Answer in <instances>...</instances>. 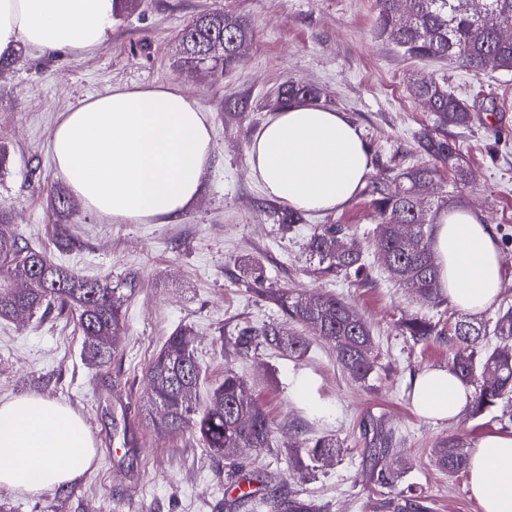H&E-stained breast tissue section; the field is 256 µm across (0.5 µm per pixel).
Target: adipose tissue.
<instances>
[{
  "instance_id": "obj_1",
  "label": "adipose tissue",
  "mask_w": 512,
  "mask_h": 512,
  "mask_svg": "<svg viewBox=\"0 0 512 512\" xmlns=\"http://www.w3.org/2000/svg\"><path fill=\"white\" fill-rule=\"evenodd\" d=\"M114 10V0H0V56L22 45L74 55L101 48ZM51 149L90 212L123 224H170L199 195L214 144L205 113L181 88L117 86L64 112ZM247 163L268 195L321 213L345 206L373 172L346 113L301 101L268 117ZM433 249L440 287L458 308L479 314L495 303L505 270L492 225L466 209L443 212ZM468 401L450 369H426L413 382L412 404L425 419L453 420ZM94 458L91 433L69 406L38 394L0 403V490L33 496L71 486ZM468 486L481 512H512V433L473 444Z\"/></svg>"
}]
</instances>
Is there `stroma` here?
<instances>
[{"mask_svg":"<svg viewBox=\"0 0 512 512\" xmlns=\"http://www.w3.org/2000/svg\"><path fill=\"white\" fill-rule=\"evenodd\" d=\"M216 11L246 20L253 30L227 74L185 63L179 46L189 22ZM376 19V0H142L136 10L116 15L101 49L75 57L23 46L0 62V144L8 152L0 170V227L84 277L137 279L105 366L85 358L71 312L55 308L0 320V400L37 393L64 403L84 418L96 448L93 465L66 489L37 498L1 495L11 512H229L236 494L223 461L198 439L163 437L155 428L159 413L147 371L184 326L194 329L205 370L198 403L207 402L230 366L245 376L248 397L275 421L279 440L329 433L346 448L305 483L289 475L284 457L269 453L245 452L246 469L286 475L289 487L304 488L328 512H393L363 459L360 426L373 418L397 438L407 466L403 482L425 496L428 512H481L466 474L449 475L430 451L449 437L470 443L512 433V395L476 419L420 417L411 404L410 375L447 366L448 346L414 342L400 329L409 315L455 321L459 308L423 302L377 264L365 280L317 274L304 243L314 225L344 224L351 240L371 251L378 215L370 188L420 163L418 139L435 120L411 85L432 75L473 113L468 127L448 130L468 181L445 170L436 181L449 208H468L493 225L506 266L498 301L512 304V70L477 75L450 60L414 58L375 34ZM288 80L317 88L320 104L347 113L370 148L374 171L340 211L305 213L303 224L285 230L270 215L276 199L250 176L246 153ZM133 84L181 86L212 126L214 155L203 190L174 224H118L91 213L71 197L52 157L51 132L64 112ZM65 235L74 244L62 250L57 242ZM241 256L262 264L269 287L329 292L351 302L373 332L377 359L369 383L343 372L330 345L281 320L275 305L250 292L236 265ZM276 319L285 335L310 338L305 357L225 352L224 330ZM301 375L311 380L305 396L295 385Z\"/></svg>","mask_w":512,"mask_h":512,"instance_id":"obj_1","label":"stroma"}]
</instances>
